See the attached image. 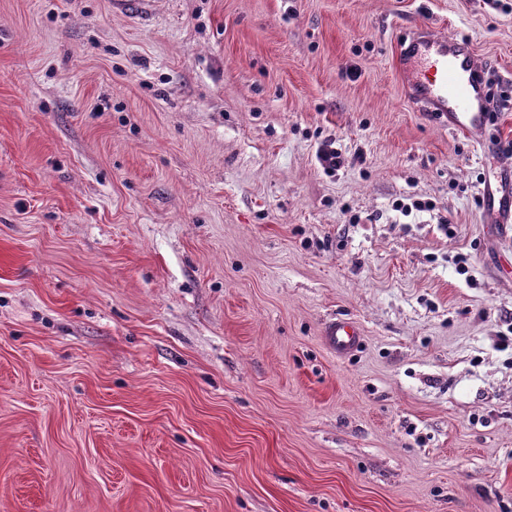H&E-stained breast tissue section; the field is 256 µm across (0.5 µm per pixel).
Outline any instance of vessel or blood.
<instances>
[{"label":"vessel or blood","instance_id":"b4317fda","mask_svg":"<svg viewBox=\"0 0 512 512\" xmlns=\"http://www.w3.org/2000/svg\"><path fill=\"white\" fill-rule=\"evenodd\" d=\"M401 47L398 69L406 97L419 110L433 113L449 131L478 135L490 119L488 90L468 40L448 38L423 27ZM328 346L342 354L360 342L350 321L333 320L324 329Z\"/></svg>","mask_w":512,"mask_h":512}]
</instances>
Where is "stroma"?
<instances>
[{"mask_svg": "<svg viewBox=\"0 0 512 512\" xmlns=\"http://www.w3.org/2000/svg\"><path fill=\"white\" fill-rule=\"evenodd\" d=\"M420 26L512 99V0H0V512H512V108ZM398 69L406 97L422 112H431L448 124L453 133L478 137L491 116L487 95L493 101L491 112L499 105L488 93L466 39L448 38L422 27L400 48ZM324 339L328 346L342 354L353 350L360 342L359 328L350 321L332 320L325 326Z\"/></svg>", "mask_w": 512, "mask_h": 512, "instance_id": "obj_1", "label": "stroma"}]
</instances>
